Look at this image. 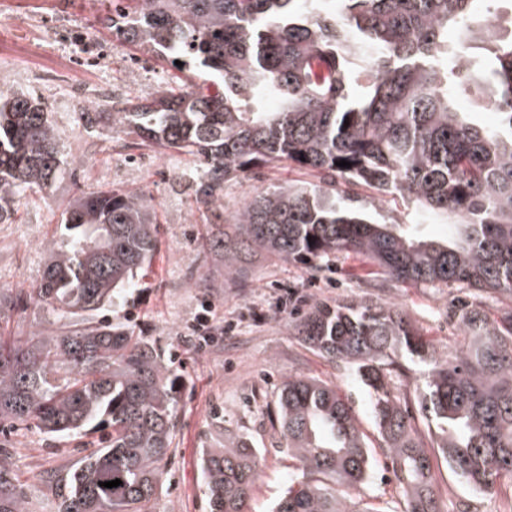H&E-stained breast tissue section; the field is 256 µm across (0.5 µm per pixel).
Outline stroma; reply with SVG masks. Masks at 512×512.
<instances>
[{"mask_svg":"<svg viewBox=\"0 0 512 512\" xmlns=\"http://www.w3.org/2000/svg\"><path fill=\"white\" fill-rule=\"evenodd\" d=\"M106 11L107 0H0V92L40 97L51 114L62 152L83 160L81 166L66 168L49 198L27 194L14 223L0 224V293L13 297L40 280L47 250L62 232V214L80 192L109 185L150 198L158 224L155 258L106 315L153 342L181 378L176 449L165 467L153 512H208L198 459L202 449L223 447L230 434L245 436L263 449L249 510L269 512L297 467L287 453L270 445L277 391L285 376L300 374L336 384L362 431L374 432L367 388L350 365L320 357L294 335L291 325L296 314L279 308L286 290L298 293L304 311L318 301L360 296L394 306L444 357L453 356L464 342L454 317L459 291L454 286L435 290L386 281L375 276L369 260L353 254L337 257L317 272L258 254L249 264L246 287L225 284L221 258L201 246L210 231L207 210L188 196L179 181L194 169V160L171 150L115 146L111 132L88 133L76 120L83 106L108 111L113 95L151 96L163 89L164 79L177 74L168 60L118 41L98 21ZM71 23L89 39L110 46L105 65L79 62L65 41L54 38L55 27ZM286 181L315 185L319 176L285 163L228 182L225 215H232L254 192ZM342 190L378 223L396 221L429 239H445L452 233V216L419 212L401 197L362 184H346ZM206 299L212 304L216 327L230 322L234 330L198 353L185 336ZM60 326L55 315L33 302L23 309L0 310V336L16 343L58 331ZM0 448L8 449L33 512H53L54 507L40 474L75 466L87 453L82 439H52L35 429L8 424L0 425ZM389 469L385 456L377 455L362 498L382 512H402L403 498L390 480ZM436 492L445 508L471 501L479 512H512V486L474 493L443 462L436 471Z\"/></svg>","mask_w":512,"mask_h":512,"instance_id":"obj_1","label":"stroma"}]
</instances>
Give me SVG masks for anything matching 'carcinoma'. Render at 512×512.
Segmentation results:
<instances>
[{
    "mask_svg": "<svg viewBox=\"0 0 512 512\" xmlns=\"http://www.w3.org/2000/svg\"><path fill=\"white\" fill-rule=\"evenodd\" d=\"M132 2L104 22L119 40L182 62L185 79L150 97H114L108 112L84 107L83 125L123 134L127 148L194 158L186 188L224 221L206 244L223 257L226 283L246 286L254 253L315 269L352 253L397 284L467 289L472 301L458 314L467 341L451 360L401 312L363 297L317 303L292 330L366 381L403 512H442L418 416L437 434V455L474 490L512 481V38L493 34L479 0H341L337 11L321 0ZM479 48L487 70L474 72ZM474 73L484 86L473 111L493 107L498 130L456 104L457 79ZM284 162L321 183L264 189L224 217L225 183ZM62 164L46 104L0 94V223H12L26 192L50 190ZM340 180L453 214L456 239L415 241L373 222L341 195ZM62 225L67 235L29 293L62 328L24 345L0 339V422L53 438L100 433L79 466L49 475L55 512H152L175 449L176 380L154 344L100 315L153 261L154 206L139 193L83 191ZM496 295L509 305L490 319L480 304ZM407 358L424 372L412 375ZM275 415L298 473L271 512H378L360 506L371 445L335 386L290 374ZM259 467L239 436L202 453L209 512H244ZM115 479L122 484L102 486ZM0 512H30L3 458Z\"/></svg>",
    "mask_w": 512,
    "mask_h": 512,
    "instance_id": "1",
    "label": "carcinoma"
}]
</instances>
